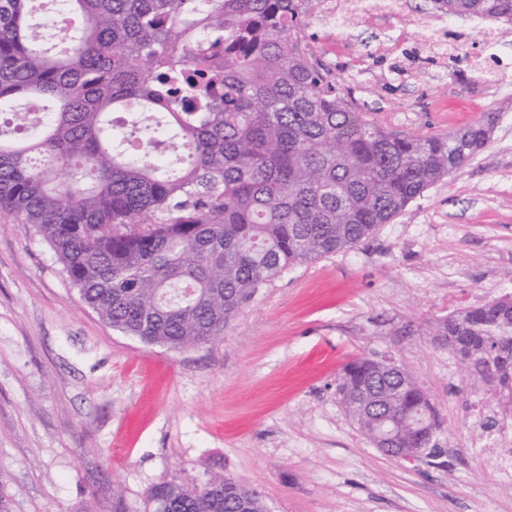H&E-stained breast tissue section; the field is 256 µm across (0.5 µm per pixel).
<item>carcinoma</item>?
<instances>
[{
  "label": "carcinoma",
  "mask_w": 512,
  "mask_h": 512,
  "mask_svg": "<svg viewBox=\"0 0 512 512\" xmlns=\"http://www.w3.org/2000/svg\"><path fill=\"white\" fill-rule=\"evenodd\" d=\"M313 0H0V208L49 244L112 328L181 350L213 343L287 267L348 250L487 143L496 115L397 137L344 94L304 36ZM441 15L512 23V0H434ZM39 116L20 113L32 100ZM465 366L512 403V296L439 319ZM344 405L376 407L409 448L425 394L358 357ZM267 512L234 478L163 482L174 512Z\"/></svg>",
  "instance_id": "carcinoma-1"
}]
</instances>
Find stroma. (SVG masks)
<instances>
[{
  "label": "stroma",
  "mask_w": 512,
  "mask_h": 512,
  "mask_svg": "<svg viewBox=\"0 0 512 512\" xmlns=\"http://www.w3.org/2000/svg\"><path fill=\"white\" fill-rule=\"evenodd\" d=\"M432 0L343 28L308 14L315 57L386 131L493 112L487 145L352 249L288 267L221 340L183 350L107 325L50 246L0 211V495L10 512H144L149 489L233 475L268 512H512L484 426L512 424L437 319L512 295V89L427 53ZM401 365L441 459L385 455L336 393L349 361Z\"/></svg>",
  "instance_id": "1"
}]
</instances>
